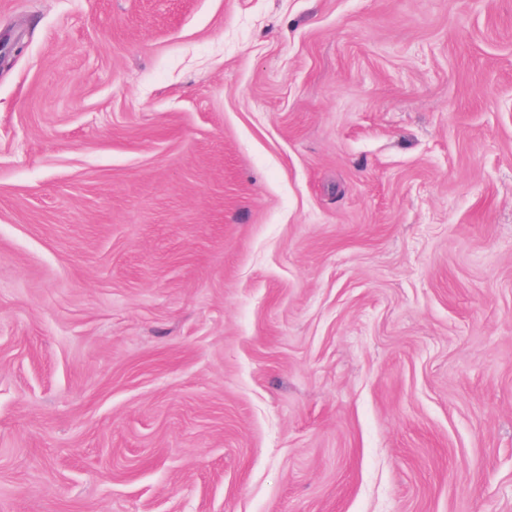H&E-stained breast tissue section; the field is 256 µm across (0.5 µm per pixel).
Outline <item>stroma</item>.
I'll return each instance as SVG.
<instances>
[{"label":"stroma","instance_id":"obj_1","mask_svg":"<svg viewBox=\"0 0 512 512\" xmlns=\"http://www.w3.org/2000/svg\"><path fill=\"white\" fill-rule=\"evenodd\" d=\"M0 512H512V0H0Z\"/></svg>","mask_w":512,"mask_h":512}]
</instances>
